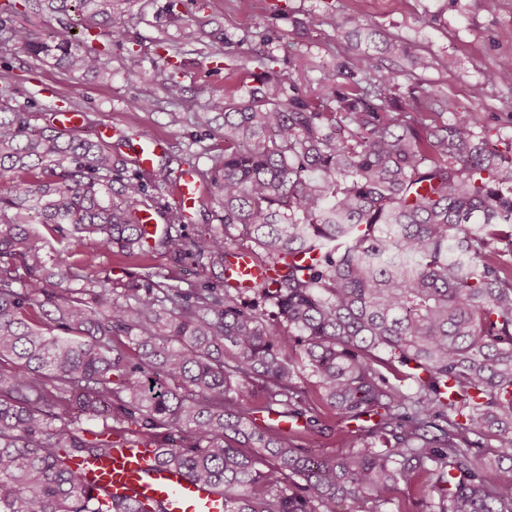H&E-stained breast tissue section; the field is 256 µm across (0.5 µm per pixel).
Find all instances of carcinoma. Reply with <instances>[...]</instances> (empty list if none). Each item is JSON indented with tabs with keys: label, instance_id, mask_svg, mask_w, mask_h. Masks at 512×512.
<instances>
[{
	"label": "carcinoma",
	"instance_id": "carcinoma-1",
	"mask_svg": "<svg viewBox=\"0 0 512 512\" xmlns=\"http://www.w3.org/2000/svg\"><path fill=\"white\" fill-rule=\"evenodd\" d=\"M70 1L116 39L119 0L26 7L65 14ZM16 12L0 4L8 40L73 72L99 66L70 26L52 44ZM395 89L366 53L307 90L266 72L239 104L212 100L194 119L224 115V153L200 173L224 231L192 236L154 196L165 165L131 171L102 141L33 124L0 89V512H164L70 466L130 433L223 489L225 512H389L401 486L431 512H512V158L486 146L476 113L446 119L428 92L399 112ZM31 212L66 256L45 255ZM88 238L202 272L246 252L267 275L249 288H182L158 271L114 281L85 273L92 256L73 260ZM298 358L319 405L373 420L365 447L303 445L320 419ZM275 406L310 416L272 433L256 414Z\"/></svg>",
	"mask_w": 512,
	"mask_h": 512
}]
</instances>
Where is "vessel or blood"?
<instances>
[{
	"label": "vessel or blood",
	"instance_id": "1",
	"mask_svg": "<svg viewBox=\"0 0 512 512\" xmlns=\"http://www.w3.org/2000/svg\"><path fill=\"white\" fill-rule=\"evenodd\" d=\"M165 144L150 137L143 139L134 153L139 168H151ZM200 183L187 173L175 184L173 196L183 208L195 205ZM71 466L95 490L117 497L161 501L166 512H224V497L212 487L199 485L164 464L158 451L144 447L140 439L125 436L118 447L104 450L97 457H77Z\"/></svg>",
	"mask_w": 512,
	"mask_h": 512
}]
</instances>
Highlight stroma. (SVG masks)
Listing matches in <instances>:
<instances>
[{"label": "stroma", "mask_w": 512, "mask_h": 512, "mask_svg": "<svg viewBox=\"0 0 512 512\" xmlns=\"http://www.w3.org/2000/svg\"><path fill=\"white\" fill-rule=\"evenodd\" d=\"M119 12L122 41L107 44L98 28L90 30L103 73L71 75L0 39V77L14 104L33 103L37 124L46 114L78 110L89 119L86 136L103 125L121 131L111 141L113 154L128 159L135 140L165 139L171 182L159 191L160 202H172L170 185L184 172L209 169L211 156L223 152V139L193 115L215 97L245 99L261 74L255 53L306 83L355 55L340 34L351 15L428 58V68L415 71L409 57L382 55L381 70L396 76L403 107L417 91L434 93L449 111L478 113L492 147H512V88L495 75L498 61L512 57V41L503 37L512 31V0H123ZM137 100L148 109H134ZM87 248L98 275L115 280L147 267L197 278L191 262L174 265L161 251L125 256L92 242Z\"/></svg>", "instance_id": "obj_1"}]
</instances>
